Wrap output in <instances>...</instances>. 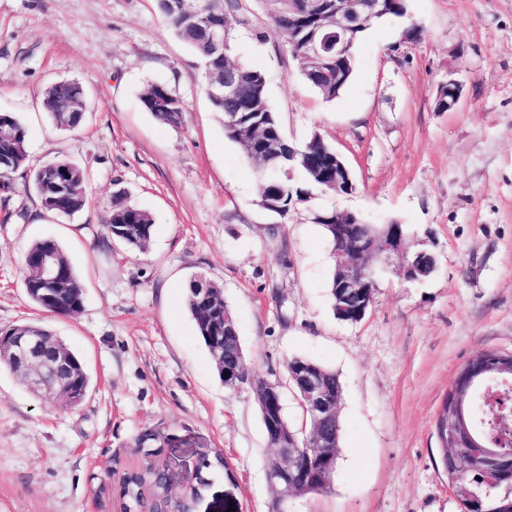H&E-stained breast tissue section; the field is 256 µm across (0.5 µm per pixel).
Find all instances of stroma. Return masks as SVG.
<instances>
[{
  "label": "stroma",
  "instance_id": "obj_1",
  "mask_svg": "<svg viewBox=\"0 0 512 512\" xmlns=\"http://www.w3.org/2000/svg\"><path fill=\"white\" fill-rule=\"evenodd\" d=\"M250 25L232 53L267 77V97L292 142L320 135L349 166L351 193L312 191L286 215L259 207L261 174L227 139L200 64L155 0H0V112L27 129L28 162L0 193V330L47 327L90 378L79 407L47 404L0 369V512H123L121 478L145 429L178 495L203 460L223 454L195 512H461L435 434L461 366L482 349L512 351V0H406V13L369 29L353 76L327 101L299 75L263 0H241ZM464 85L458 108L436 97ZM76 80L88 108L62 131L45 88ZM151 82L186 104L183 122L157 121L140 102ZM63 158L87 176L71 216L46 212L34 171ZM154 218L144 250L102 240L117 191ZM321 211L401 224L407 253L434 274L406 281L399 261L381 274L359 323L336 319L332 246ZM55 240L84 289L61 317L24 287L22 253ZM224 287L251 380L224 386L186 309L190 277ZM302 356L336 371L342 439L330 487L276 501L273 456L255 400L281 385L288 421L303 423L286 364Z\"/></svg>",
  "mask_w": 512,
  "mask_h": 512
}]
</instances>
